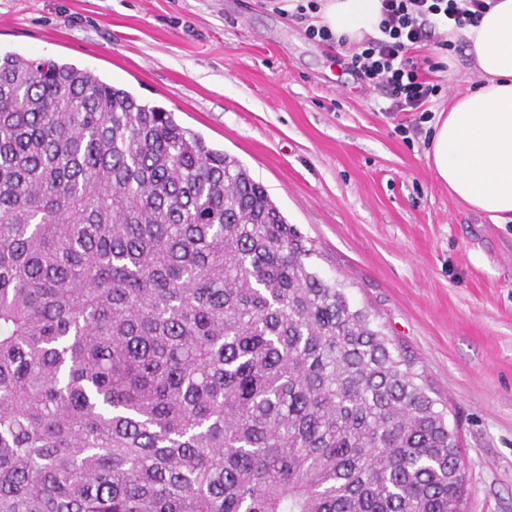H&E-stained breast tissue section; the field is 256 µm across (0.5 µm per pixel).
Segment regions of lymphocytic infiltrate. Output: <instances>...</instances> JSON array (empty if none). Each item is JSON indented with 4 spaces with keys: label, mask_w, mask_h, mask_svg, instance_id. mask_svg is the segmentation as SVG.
I'll list each match as a JSON object with an SVG mask.
<instances>
[{
    "label": "lymphocytic infiltrate",
    "mask_w": 512,
    "mask_h": 512,
    "mask_svg": "<svg viewBox=\"0 0 512 512\" xmlns=\"http://www.w3.org/2000/svg\"><path fill=\"white\" fill-rule=\"evenodd\" d=\"M381 6L379 36L350 45L334 39L323 26L308 28L307 35L348 47L351 68L365 84L384 88L389 111H426L441 86L425 79L424 67L432 65L435 55L451 50L449 31L479 24L486 0H381ZM418 47L430 48V55L414 58Z\"/></svg>",
    "instance_id": "f902f5d3"
}]
</instances>
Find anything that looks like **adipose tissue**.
<instances>
[{
	"instance_id": "ef3b65f1",
	"label": "adipose tissue",
	"mask_w": 512,
	"mask_h": 512,
	"mask_svg": "<svg viewBox=\"0 0 512 512\" xmlns=\"http://www.w3.org/2000/svg\"><path fill=\"white\" fill-rule=\"evenodd\" d=\"M381 0H321L315 23L355 42L378 32ZM480 78L459 89L427 153L436 180L495 223L512 221V0H493L464 29Z\"/></svg>"
}]
</instances>
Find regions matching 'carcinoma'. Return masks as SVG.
<instances>
[{
  "mask_svg": "<svg viewBox=\"0 0 512 512\" xmlns=\"http://www.w3.org/2000/svg\"><path fill=\"white\" fill-rule=\"evenodd\" d=\"M235 157L0 54V512H465L414 363Z\"/></svg>",
  "mask_w": 512,
  "mask_h": 512,
  "instance_id": "obj_1",
  "label": "carcinoma"
}]
</instances>
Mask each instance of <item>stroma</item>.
<instances>
[{"label":"stroma","mask_w":512,"mask_h":512,"mask_svg":"<svg viewBox=\"0 0 512 512\" xmlns=\"http://www.w3.org/2000/svg\"><path fill=\"white\" fill-rule=\"evenodd\" d=\"M278 0H0V52L91 70L237 158L314 244L311 269L414 363L458 425L467 512H512V223L429 167L437 114L478 75L449 52L427 115L384 112L345 50Z\"/></svg>","instance_id":"obj_1"}]
</instances>
